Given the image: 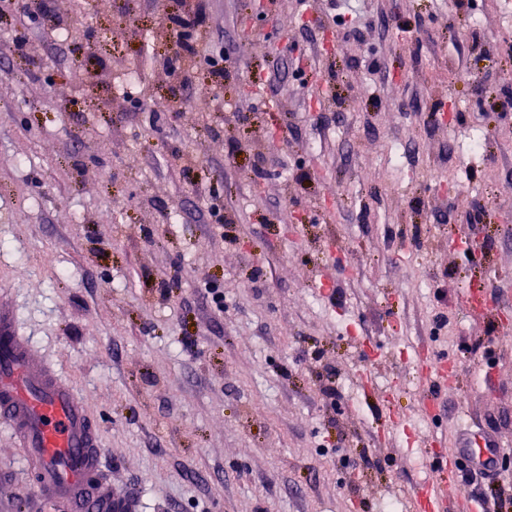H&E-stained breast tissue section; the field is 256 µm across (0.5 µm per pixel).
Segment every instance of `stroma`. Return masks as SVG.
<instances>
[{
  "label": "stroma",
  "instance_id": "1",
  "mask_svg": "<svg viewBox=\"0 0 512 512\" xmlns=\"http://www.w3.org/2000/svg\"><path fill=\"white\" fill-rule=\"evenodd\" d=\"M187 11L214 101L166 65ZM342 15L360 37L327 0H0V311L138 512L470 505L488 478L433 460L475 435L512 512V0ZM421 350L453 365L432 403ZM0 512H54L1 428ZM459 501V495L448 481L429 484L420 489L413 498V509L427 506L428 512H451Z\"/></svg>",
  "mask_w": 512,
  "mask_h": 512
}]
</instances>
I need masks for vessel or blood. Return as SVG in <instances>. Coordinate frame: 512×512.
I'll return each mask as SVG.
<instances>
[{"mask_svg":"<svg viewBox=\"0 0 512 512\" xmlns=\"http://www.w3.org/2000/svg\"><path fill=\"white\" fill-rule=\"evenodd\" d=\"M0 426L22 448L42 499L63 512H136L128 497L104 487L106 454L83 403L7 313L0 314ZM458 500L441 481L420 489L413 505L453 512Z\"/></svg>","mask_w":512,"mask_h":512,"instance_id":"b4317fda","label":"vessel or blood"}]
</instances>
